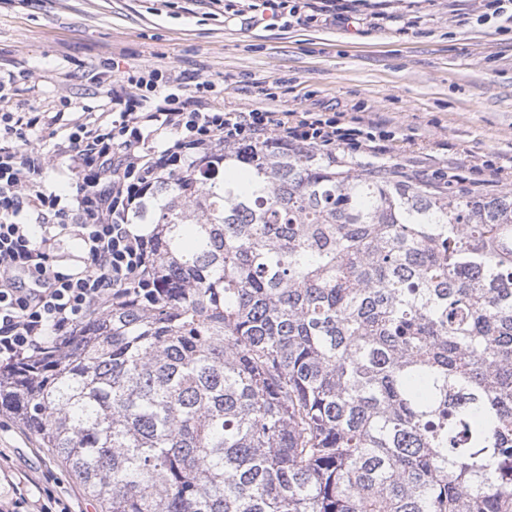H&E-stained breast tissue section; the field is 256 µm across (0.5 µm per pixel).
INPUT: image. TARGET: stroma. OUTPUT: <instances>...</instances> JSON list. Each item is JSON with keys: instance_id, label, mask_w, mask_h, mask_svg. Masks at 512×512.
<instances>
[{"instance_id": "obj_1", "label": "stroma", "mask_w": 512, "mask_h": 512, "mask_svg": "<svg viewBox=\"0 0 512 512\" xmlns=\"http://www.w3.org/2000/svg\"><path fill=\"white\" fill-rule=\"evenodd\" d=\"M264 0H0V70L12 102L46 116L98 111L112 81L167 73L168 92L208 81L215 106L299 118L340 112L385 126L383 153L354 156L429 181L483 168L489 192L512 189V6L484 0H335L325 20L263 19ZM0 473L30 500L52 491L99 512L60 459L0 411Z\"/></svg>"}]
</instances>
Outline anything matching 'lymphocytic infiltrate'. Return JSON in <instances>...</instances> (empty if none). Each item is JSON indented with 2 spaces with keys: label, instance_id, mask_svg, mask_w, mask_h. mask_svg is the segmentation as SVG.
Returning a JSON list of instances; mask_svg holds the SVG:
<instances>
[{
  "label": "lymphocytic infiltrate",
  "instance_id": "f902f5d3",
  "mask_svg": "<svg viewBox=\"0 0 512 512\" xmlns=\"http://www.w3.org/2000/svg\"><path fill=\"white\" fill-rule=\"evenodd\" d=\"M163 81L155 70L124 77L105 109L69 124L49 154L33 141L41 116L12 111L0 80V363L63 353L93 312L145 287L149 240L133 217L166 174L224 148L274 141L332 159L340 150L378 153L388 138L380 126H348L327 112L294 122L284 112H227L203 95L161 94ZM61 158L75 178L64 196L46 186ZM64 233L82 245L71 266L57 253Z\"/></svg>",
  "mask_w": 512,
  "mask_h": 512
}]
</instances>
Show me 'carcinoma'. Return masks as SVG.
<instances>
[{
  "mask_svg": "<svg viewBox=\"0 0 512 512\" xmlns=\"http://www.w3.org/2000/svg\"><path fill=\"white\" fill-rule=\"evenodd\" d=\"M134 223L151 293L0 369L101 512H512V189L265 145Z\"/></svg>",
  "mask_w": 512,
  "mask_h": 512,
  "instance_id": "1",
  "label": "carcinoma"
}]
</instances>
